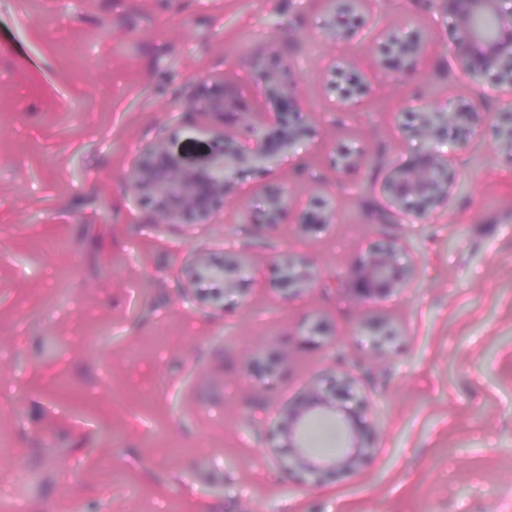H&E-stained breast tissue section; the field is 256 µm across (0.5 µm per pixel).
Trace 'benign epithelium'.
Masks as SVG:
<instances>
[{"instance_id": "7a95c632", "label": "benign epithelium", "mask_w": 512, "mask_h": 512, "mask_svg": "<svg viewBox=\"0 0 512 512\" xmlns=\"http://www.w3.org/2000/svg\"><path fill=\"white\" fill-rule=\"evenodd\" d=\"M324 39L335 42L346 38V23L359 14L362 0H323ZM419 9L448 13L455 29L451 61L476 92L477 101L466 109H450L435 99L416 109L413 102L423 97L422 73L397 72L393 81L404 91L405 105L400 109L411 135L425 148L411 166L394 168L383 185L391 207L407 210L421 223H427L451 203L457 180L448 167V157L435 145L453 133L458 146L470 147L477 138L493 144L497 162L512 166V16L503 12L501 0H416ZM384 49L394 61L419 60L425 56L427 42L420 36L389 33ZM273 62L256 66L255 84L267 111L238 114L234 131L225 129L222 119L237 107L234 88L226 76H201L186 85L173 104L183 113L205 117L202 129L215 143L207 161L188 166L168 139L147 143L126 176L130 193L149 210L151 224L165 226L210 224L226 207L228 192L245 169L266 170L293 150L310 133L303 118L301 98L303 80L291 65L280 61L276 49H269ZM497 86L507 100L491 109L484 103L485 86ZM288 115L280 138L268 139L266 125ZM332 167L340 174L372 164L366 154L333 152ZM290 190L274 186L263 200L264 223L276 225L288 215ZM403 248L394 242L378 245L352 268L355 296L361 301L380 299L411 288L416 283L414 267L402 261ZM251 257L243 254L229 263L214 265L201 258L187 269L190 282L220 280L224 292L237 290L239 278L250 267ZM272 281L282 291H303L315 287L321 274L307 260L287 255L272 259ZM334 391H352L356 367L336 351ZM317 420H328L339 428L340 445L326 453H317L306 437ZM375 430H356L319 389L288 407L285 419L265 431L264 448L273 452L289 448L288 458L276 461L278 469L299 487L307 486L306 476L323 480L353 475L373 461Z\"/></svg>"}]
</instances>
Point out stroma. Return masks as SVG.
I'll return each instance as SVG.
<instances>
[{"label":"stroma","instance_id":"obj_1","mask_svg":"<svg viewBox=\"0 0 512 512\" xmlns=\"http://www.w3.org/2000/svg\"><path fill=\"white\" fill-rule=\"evenodd\" d=\"M321 0H0V505L17 512H512V167L483 140L441 145L460 185L421 223L391 209L390 168L415 162L382 34L437 36L419 66L450 107L473 98L448 67L454 27L413 0H364L351 37H323ZM276 46L304 76L311 132L279 164L242 174L211 224L155 226L125 184L141 147L168 137L187 163L208 135L170 104L185 80L230 72L261 112L255 63ZM368 87L333 89L345 60ZM365 151L336 173L330 152ZM294 213L339 200L334 224L244 223L273 185ZM405 246L412 290L363 302L347 277L379 240ZM254 264L233 294L189 283L187 256ZM313 260L316 287L285 293L268 265ZM381 322L384 344L355 334ZM358 364L376 402L374 462L299 487L263 434ZM333 360L336 364V374L332 378L331 383L334 386V391H352V384L354 382V371L359 369V366H351L347 358L334 348Z\"/></svg>","mask_w":512,"mask_h":512}]
</instances>
